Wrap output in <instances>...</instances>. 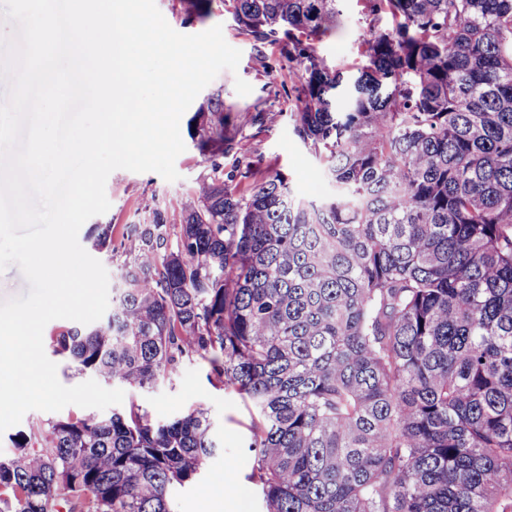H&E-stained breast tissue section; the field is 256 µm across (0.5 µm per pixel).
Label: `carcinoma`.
Listing matches in <instances>:
<instances>
[{
    "instance_id": "cac0c4a2",
    "label": "carcinoma",
    "mask_w": 512,
    "mask_h": 512,
    "mask_svg": "<svg viewBox=\"0 0 512 512\" xmlns=\"http://www.w3.org/2000/svg\"><path fill=\"white\" fill-rule=\"evenodd\" d=\"M339 0H224L288 64L295 135L334 185L217 176L224 101L197 141L216 176L130 224L135 258L97 326L49 337L132 393L185 357L255 409L266 512H512V0H358L343 67L317 43ZM217 444L202 409L132 403L33 426L0 457V512H173Z\"/></svg>"
}]
</instances>
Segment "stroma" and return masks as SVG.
<instances>
[{
  "label": "stroma",
  "mask_w": 512,
  "mask_h": 512,
  "mask_svg": "<svg viewBox=\"0 0 512 512\" xmlns=\"http://www.w3.org/2000/svg\"><path fill=\"white\" fill-rule=\"evenodd\" d=\"M168 24L182 34H198L221 26L226 42L242 53L237 71H222L195 98L180 121L185 150L176 161L177 181L170 182L154 172L135 173L118 169L106 182L109 210L89 218L80 228V245L99 260L108 272L110 288H117L122 272L131 261L121 241L130 224H148L155 213L177 217L198 186L211 174V163L200 155L195 143L207 133L211 115L208 100L221 94L231 112L224 115L225 134L235 136L234 153L222 159L224 181L237 184L251 163L261 170L281 171L298 198L321 202L333 191L323 166L295 135L287 114L291 78L282 67L278 53L271 48L257 52L251 36L234 26L224 11L222 0H212L206 18H198L187 0H156ZM336 28L323 37L320 54L342 65L356 54L357 46L370 28L358 0H339ZM248 82L252 91L241 96L235 91V78ZM256 111H276L275 125L254 123ZM112 227V248L94 246L95 225ZM209 364L197 357L181 361L168 378L155 388L137 392L136 404L152 419L165 421L192 408L204 409L219 442L218 451L207 459L205 470L194 482L172 490L174 512H261L259 485L251 480L254 454L248 447L252 408L237 393L210 383Z\"/></svg>",
  "instance_id": "1"
}]
</instances>
